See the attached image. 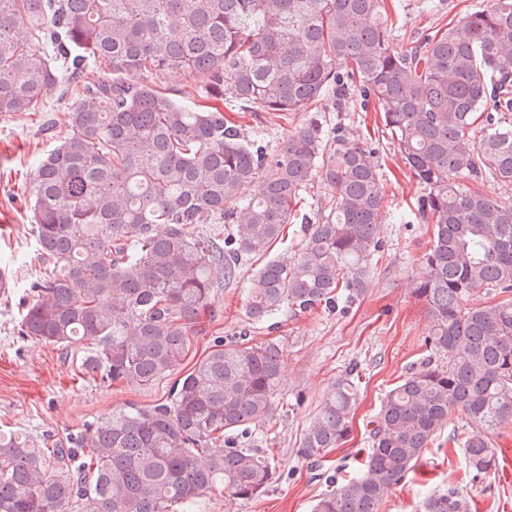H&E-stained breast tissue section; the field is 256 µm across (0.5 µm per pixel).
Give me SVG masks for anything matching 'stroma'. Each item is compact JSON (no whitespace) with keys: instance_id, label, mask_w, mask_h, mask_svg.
<instances>
[{"instance_id":"1","label":"stroma","mask_w":512,"mask_h":512,"mask_svg":"<svg viewBox=\"0 0 512 512\" xmlns=\"http://www.w3.org/2000/svg\"><path fill=\"white\" fill-rule=\"evenodd\" d=\"M392 2L399 17L397 39L403 46L417 32L458 20L479 0H451L449 8L436 14L420 11L415 0ZM73 101V96L55 92L47 96L42 111L0 114V263L11 274L9 290L0 292V427L37 441L49 434L61 438L76 432L127 402L148 405L165 399L172 383L167 377L147 390H108L89 381L80 384L73 381L71 363L60 350L17 333L28 282L49 271L33 252L23 187L33 175L38 156L69 134L67 113ZM224 111L240 124L246 139L260 141L271 152L308 118L303 111L272 115L242 112L231 104ZM321 117L326 136L340 131L373 150L385 186L386 216L379 227L384 255L369 274L365 296L350 308L306 315L283 311L268 321L249 324L248 283L267 259L294 254L298 238L295 225L290 224L267 256L247 260L237 282L217 290L213 310L202 317L194 339L195 357L207 352L213 337L230 341L245 325H252L255 340L275 338L283 348L282 398L299 393L304 400L295 409H278L272 419L259 424L258 433L273 451L278 474L268 492L244 504L214 492L198 503L196 512H311L326 489L323 472L339 467L356 471L370 446L368 423L385 393L430 356L425 344L427 309L412 286V261L428 235L425 225L410 216L409 208L423 189L383 133L379 113L339 112L329 107ZM349 371L359 386L353 432L344 444L326 452L321 467L312 468L297 454L299 441L319 412L327 387ZM468 428L465 414L452 411L447 427L435 436L415 471L391 486L381 512H419L427 493L451 485L467 489L470 512H512V425L495 437L502 450L498 470L478 479L466 469L461 448L450 442L451 436H463Z\"/></svg>"}]
</instances>
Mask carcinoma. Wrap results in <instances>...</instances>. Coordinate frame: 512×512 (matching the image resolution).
<instances>
[{"label":"carcinoma","mask_w":512,"mask_h":512,"mask_svg":"<svg viewBox=\"0 0 512 512\" xmlns=\"http://www.w3.org/2000/svg\"><path fill=\"white\" fill-rule=\"evenodd\" d=\"M396 25L386 0H0V114L37 111L91 63L107 71L83 84L71 133L26 183L49 273L30 282L18 334L109 386L149 388L179 368L215 288L269 252L316 181L324 206L300 226L297 252L247 288L251 323L354 304L380 257L383 175L366 144L329 141L314 113L271 154L245 141L224 102L285 115L330 95L338 112L382 114L424 190L414 293L431 318L426 345L447 362L385 395L364 468L328 476L313 512H379L454 409L472 425L460 445L477 479L496 468L494 435L512 422V203L480 188L512 185V0L405 48L393 46ZM168 71L203 75L207 103L149 81ZM257 180L260 193L242 197ZM482 291L492 301L469 305ZM282 364L275 341L217 336L161 402L125 403L52 442L0 430V512H193L213 491L258 498L276 463L256 424L279 407ZM356 401L350 371L298 455L345 440ZM422 512H469L467 492L431 493Z\"/></svg>","instance_id":"cac0c4a2"}]
</instances>
